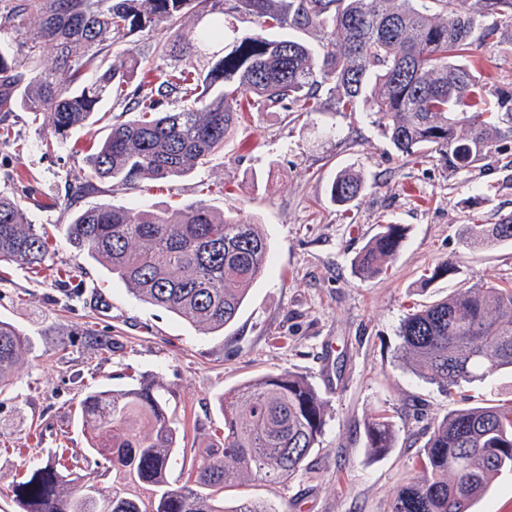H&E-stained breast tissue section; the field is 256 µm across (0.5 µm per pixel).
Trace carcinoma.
I'll return each mask as SVG.
<instances>
[{
  "instance_id": "1",
  "label": "carcinoma",
  "mask_w": 512,
  "mask_h": 512,
  "mask_svg": "<svg viewBox=\"0 0 512 512\" xmlns=\"http://www.w3.org/2000/svg\"><path fill=\"white\" fill-rule=\"evenodd\" d=\"M0 0V112L50 114L54 137L112 123L88 155L72 195L183 177L224 151L243 106L310 114L324 105L375 117L401 154L459 170L508 158L512 83L480 108L474 70L484 48L512 46L503 25L512 0ZM250 16L262 32H241L226 19ZM323 31L318 47L285 31ZM168 33L169 55L202 65L155 67L131 84L138 60L113 47L145 30ZM222 45L215 51L213 47ZM111 100L109 110L102 104ZM364 189L360 174L339 171L330 187L341 206ZM66 235L109 266L132 294L206 331L238 315L267 270L270 244L257 224L197 200L171 212L152 206L99 205L79 211ZM405 236L385 224L357 259L360 274H380ZM512 242V216L470 224L469 250ZM51 259L49 239L21 203L0 196V269L38 270ZM79 335L93 354L112 355V340L90 327ZM412 371L450 396L512 370V283H475L407 314L400 327ZM29 349L25 335L0 321V396L15 384ZM88 451L109 463L101 474L69 479L77 459L56 452L15 484L19 512H269L259 501L224 506L242 479L282 484L320 444L325 401L302 377L267 374L224 393V433L217 452L201 455L194 485L170 481L177 429L157 384L139 378L121 388L89 387L78 403ZM368 448L394 447L391 420L371 416ZM416 474L395 491L391 512H471L501 474L512 472V399L461 408L429 426Z\"/></svg>"
}]
</instances>
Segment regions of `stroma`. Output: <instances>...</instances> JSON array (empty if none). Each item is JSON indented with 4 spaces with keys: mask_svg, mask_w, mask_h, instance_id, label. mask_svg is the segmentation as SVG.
Listing matches in <instances>:
<instances>
[{
    "mask_svg": "<svg viewBox=\"0 0 512 512\" xmlns=\"http://www.w3.org/2000/svg\"><path fill=\"white\" fill-rule=\"evenodd\" d=\"M4 122L11 139L0 141V194L20 200L32 223L46 228L52 261L38 272L0 273V320L30 344L16 367L13 398L0 402V512H17L14 486L27 467L62 448L83 453L78 401L86 385L120 388L143 376L163 386L179 428L176 477L222 433L225 391L268 373L306 378L326 402L319 447L294 481H252L237 491L273 512H389L431 422L512 398L508 371L445 395L405 365L399 335L413 306L475 283L512 280V243L465 249L467 225L512 215V170L485 159L452 171L403 156L363 112L249 109L223 155L193 173L129 187L105 183L74 200L67 181L106 127L74 130L48 150L47 115L13 112ZM346 167L362 173L365 189L344 207L331 201L329 185ZM200 199L259 224L271 245L266 274L219 332L137 299L63 233L91 206L173 209ZM382 224L404 225L405 239L385 274L362 278L354 259ZM455 257L456 274L426 284L438 263ZM63 269L83 281L81 297L59 282ZM87 325L111 337V359L92 361L74 340ZM380 410L391 417L396 442L376 456L365 425Z\"/></svg>",
    "mask_w": 512,
    "mask_h": 512,
    "instance_id": "35a3bbf8",
    "label": "stroma"
}]
</instances>
